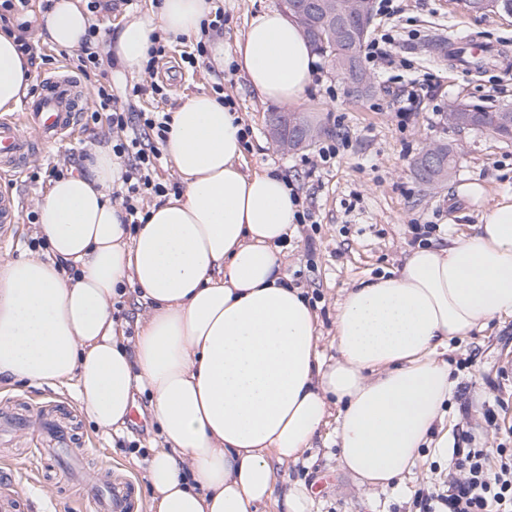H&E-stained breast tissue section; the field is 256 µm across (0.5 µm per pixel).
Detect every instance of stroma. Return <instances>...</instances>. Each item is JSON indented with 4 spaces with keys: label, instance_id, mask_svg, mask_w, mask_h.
I'll return each mask as SVG.
<instances>
[{
    "label": "stroma",
    "instance_id": "35a3bbf8",
    "mask_svg": "<svg viewBox=\"0 0 512 512\" xmlns=\"http://www.w3.org/2000/svg\"><path fill=\"white\" fill-rule=\"evenodd\" d=\"M224 11L225 40L242 35L263 9L279 0H214ZM151 0H109L108 8L92 15L103 44H111L115 32L133 16L149 9ZM392 16L375 15L370 38L390 35L386 49L395 68L365 63L374 93L355 99L340 77L324 61H317L313 85L299 111L308 113L325 132L308 147L282 152L272 145L266 127L268 112L276 102L260 99L245 78L233 70L217 69L211 62L190 69L181 56L193 51L194 40L170 43L154 73H129L120 66L108 70V79L121 106L133 110L174 112L182 100L200 91L223 86L232 98L250 134L244 149V166L259 172H282L312 213L311 224L297 226L288 242L287 272L302 288L318 315L320 349L335 356L336 305L344 288L401 266L407 253L421 239L447 242L449 236L477 223L476 207L466 194L478 183L488 198L512 193V140L488 131L458 130L446 120L450 105L465 103L487 109L512 107V13L470 12L466 0H393ZM34 64L32 73L48 76L71 68L73 53L42 41L45 24L41 0H30ZM479 40L505 50L507 59L492 60L482 70L452 64L440 51L447 42ZM159 83L164 98L132 96L128 87ZM422 87L413 116L402 120L398 109L404 90ZM93 103H86L79 127L71 139L35 148L26 168L13 183L19 201L20 220L13 237L0 240V259L16 260L48 251V244L32 248L35 227L27 215L47 190L52 167L69 169L92 155L97 145L111 141L106 122L90 118ZM335 143L336 156L321 164L319 150ZM432 142L459 147L461 155L448 181L426 187L415 177L412 164ZM448 361L456 386L445 407L438 433L469 431L476 443L495 453L512 428V317L490 322L464 339L451 342ZM13 398L19 407L58 404L66 415L74 439L88 449L85 471L112 463L116 478L131 489L133 512H149L146 462L158 438L147 394L135 393V406L146 416L144 427L127 425L122 434L101 433L73 389L32 385L17 381L0 385V398ZM494 410V421L485 413ZM335 423L323 428L313 446L295 465L279 468L278 478L303 484L310 491L313 512H422L423 494L445 489L448 458L434 449L421 451L415 472L398 488L379 491L358 486L338 459ZM12 471L35 506L50 512H73L75 490L63 466L47 457L37 468L16 456Z\"/></svg>",
    "mask_w": 512,
    "mask_h": 512
}]
</instances>
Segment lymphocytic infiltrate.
Here are the masks:
<instances>
[{"label":"lymphocytic infiltrate","instance_id":"lymphocytic-infiltrate-1","mask_svg":"<svg viewBox=\"0 0 512 512\" xmlns=\"http://www.w3.org/2000/svg\"><path fill=\"white\" fill-rule=\"evenodd\" d=\"M100 31L90 25L76 56L83 76L99 77L95 87L97 111L117 130L112 152L123 165L121 181L114 186L113 201L130 216H138L145 200L164 196L167 188L156 178L161 159L159 146L169 133L171 117L165 112H129L118 107L99 51ZM487 452L475 444L470 432H462L452 451L448 491L433 497V512H512V448H499L496 467L487 464Z\"/></svg>","mask_w":512,"mask_h":512}]
</instances>
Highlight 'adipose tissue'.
I'll use <instances>...</instances> for the list:
<instances>
[{
    "label": "adipose tissue",
    "mask_w": 512,
    "mask_h": 512,
    "mask_svg": "<svg viewBox=\"0 0 512 512\" xmlns=\"http://www.w3.org/2000/svg\"><path fill=\"white\" fill-rule=\"evenodd\" d=\"M211 0H162L128 20L109 47L141 70L155 32L191 38ZM80 0H55L45 38L80 46ZM258 97L305 101L317 57L272 6L234 42L207 43ZM31 65L0 31V110L26 95ZM244 124L217 93L187 97L162 150L182 184L129 229L110 193L122 166L102 145L36 203L46 256L0 265V377L75 384L97 427L121 432L134 391L150 396L161 446L145 479L151 512H310L303 485L276 495V470L297 462L335 421L339 459L360 483L385 488L413 473L453 383L449 340L512 316V194L488 201L471 184L478 223L447 245L417 246L402 268L345 289L335 363L318 350L317 316L289 285L285 251L298 209L273 169H242ZM78 266L76 278L64 264ZM144 312L127 343L112 300Z\"/></svg>",
    "instance_id": "adipose-tissue-1"
}]
</instances>
